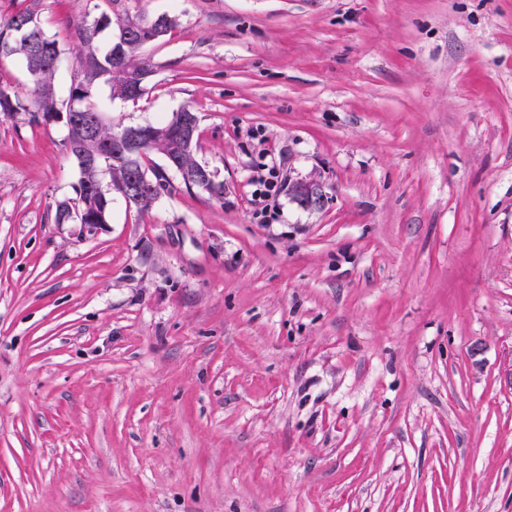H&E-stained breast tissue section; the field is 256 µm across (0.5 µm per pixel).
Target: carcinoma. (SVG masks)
Listing matches in <instances>:
<instances>
[{
    "instance_id": "cac0c4a2",
    "label": "carcinoma",
    "mask_w": 512,
    "mask_h": 512,
    "mask_svg": "<svg viewBox=\"0 0 512 512\" xmlns=\"http://www.w3.org/2000/svg\"><path fill=\"white\" fill-rule=\"evenodd\" d=\"M7 9L0 10V57H14L22 62L28 76L27 99L22 101L0 93V116L10 118L22 111L29 122L40 125L63 120L67 128L65 148L79 169V180L74 187L76 197L63 202L56 209L59 223L72 222L76 209H83L94 224L109 220L111 194L120 191L131 170L156 186L172 192L177 187H194L209 191L221 198L224 187L210 181L202 182L201 165L193 157L198 134L188 142L181 136L182 118L192 119L196 113L190 108L177 112L165 125H158L145 138V143L130 154H123L127 129L116 130L106 123L96 101L98 86H109L112 97L136 101L146 91L154 70L150 60L143 56V48L162 40L176 26L172 16L160 17L162 23L144 15L112 17L103 11L88 20L71 24L75 68L70 72L68 101L58 99L56 84L60 71L49 64L56 54L66 57L55 41L48 38L38 14L28 0H8ZM156 150L178 161L175 170L179 185L172 184L162 171L148 176L144 156ZM121 154L115 163L112 155ZM110 175V184L103 186L104 174Z\"/></svg>"
}]
</instances>
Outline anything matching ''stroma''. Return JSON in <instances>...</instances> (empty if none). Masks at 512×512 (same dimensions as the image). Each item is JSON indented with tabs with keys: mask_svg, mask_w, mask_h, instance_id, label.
Listing matches in <instances>:
<instances>
[{
	"mask_svg": "<svg viewBox=\"0 0 512 512\" xmlns=\"http://www.w3.org/2000/svg\"><path fill=\"white\" fill-rule=\"evenodd\" d=\"M122 7L177 25L106 122L193 109L224 195L84 234L65 125L0 121V512H512V0ZM276 178L277 177L273 169H269L267 175L260 176L256 181V183L262 187L255 190V197L258 198L256 203L258 205H263L261 212L266 210L268 207V204H265V202L270 197H276L279 194L280 188Z\"/></svg>",
	"mask_w": 512,
	"mask_h": 512,
	"instance_id": "obj_1",
	"label": "stroma"
}]
</instances>
